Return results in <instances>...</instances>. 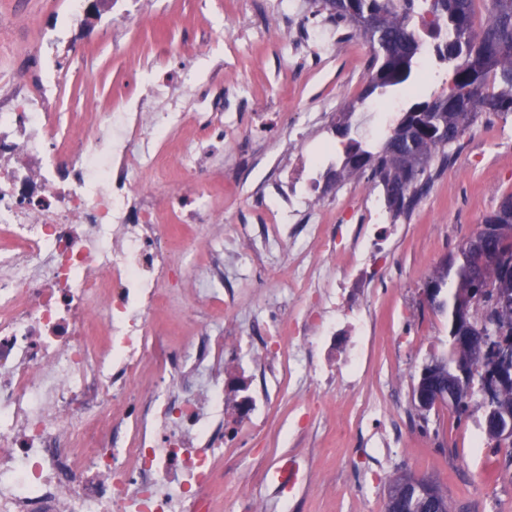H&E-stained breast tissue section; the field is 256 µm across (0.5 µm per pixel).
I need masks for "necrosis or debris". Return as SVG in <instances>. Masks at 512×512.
Wrapping results in <instances>:
<instances>
[{
	"label": "necrosis or debris",
	"mask_w": 512,
	"mask_h": 512,
	"mask_svg": "<svg viewBox=\"0 0 512 512\" xmlns=\"http://www.w3.org/2000/svg\"><path fill=\"white\" fill-rule=\"evenodd\" d=\"M0 45L13 66L0 94V512H222L217 356L257 353L264 374L297 371L320 401L322 370L307 351L347 320L355 338L336 373L357 390L372 327L344 277L385 262L377 243L396 232L385 203L366 188L355 235L334 244L345 274L318 293L312 321L278 313L244 332L195 320L190 339L171 346L157 314L173 277L192 270L173 250L185 227L202 230L197 247L209 255L202 300H221L228 312L243 304L222 289L224 237L210 232L214 188L199 176L224 151L222 113L204 97L194 115L178 111L160 83L127 94L119 111L67 116L56 110L63 69L12 33ZM176 137L172 158L163 144ZM319 168L310 160L276 187L280 221L253 238L254 249L272 250L302 228L305 259L317 266ZM286 322L298 339L289 348ZM149 366L156 380L139 389Z\"/></svg>",
	"instance_id": "necrosis-or-debris-1"
}]
</instances>
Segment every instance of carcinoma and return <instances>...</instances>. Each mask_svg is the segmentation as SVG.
Here are the masks:
<instances>
[{
	"label": "carcinoma",
	"mask_w": 512,
	"mask_h": 512,
	"mask_svg": "<svg viewBox=\"0 0 512 512\" xmlns=\"http://www.w3.org/2000/svg\"><path fill=\"white\" fill-rule=\"evenodd\" d=\"M487 20L474 30L475 0H424L434 16L438 63L448 66L450 80L442 91L424 94L419 76L421 42L416 25L417 0H312L313 14L328 13L336 29L349 38L357 35L371 47L368 77L361 99L396 92L409 98L383 137L380 146H365L347 137L345 126L336 134L346 138L340 180L370 173L382 185L389 212L398 218L409 214L432 181L433 173L448 167L462 147L461 140L479 113H512V0H484ZM482 224L499 229L486 236L485 247L497 260L481 258L478 250L463 257L451 253L424 284L439 289L441 300L433 309L448 315V335H454V310L465 302L469 290L484 288L493 296L512 295V194L502 197ZM487 311L471 309L460 330L469 341L448 344L443 368L476 360L480 347L478 328ZM468 393L462 390L442 399L458 416L468 413Z\"/></svg>",
	"instance_id": "1"
}]
</instances>
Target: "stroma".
Here are the masks:
<instances>
[{
	"label": "stroma",
	"mask_w": 512,
	"mask_h": 512,
	"mask_svg": "<svg viewBox=\"0 0 512 512\" xmlns=\"http://www.w3.org/2000/svg\"><path fill=\"white\" fill-rule=\"evenodd\" d=\"M99 3L97 12L71 17L64 0H0V16L13 20L28 39L66 27L65 40L47 47L70 77L63 112L92 104L118 111L124 92L143 86L149 76L167 79L185 112L192 111L194 98L230 94L233 103L224 115L235 142L211 172L212 183L224 189L216 199L219 219L238 250L227 276L244 298L229 318L243 328L268 319V291L275 301L299 309L300 296L317 293L322 282L294 281L291 264L299 247L283 248L270 259L251 258L250 234L255 226L274 223L276 204L261 203L266 170L242 167L241 153L295 164L302 153L333 138L341 110L352 102L357 108L350 122L359 126L363 142H380V116L356 102L366 85V60L356 59L352 40L336 37L330 55L275 68L274 59L291 52L276 39L281 28L326 23L312 14L308 0H144L137 27L127 29L118 21L124 0ZM207 39L213 62L224 65L222 77L200 73L192 47ZM256 112L273 116L271 131L258 129ZM462 143L418 206L399 217L403 236L387 245L384 276L368 281L361 295L377 332L365 345L359 391L343 398L328 392L325 408L309 415L284 378L270 386L260 420L225 415L224 441L233 450L224 456V512H237L231 477L241 470L250 471V491L268 512H385L389 480L404 471L436 482L449 512H512V457L488 438L478 404L461 419L444 404L421 412L412 394L423 365L448 349V318L427 305L423 282L477 231L502 196L512 194V115L478 114ZM362 193L358 176L326 189L327 236H335L339 219L360 208ZM300 416L305 427L292 432ZM394 419L406 422L400 445L379 447L378 436ZM286 457L294 459L299 474L292 493L283 495L274 479Z\"/></svg>",
	"instance_id": "stroma-1"
}]
</instances>
